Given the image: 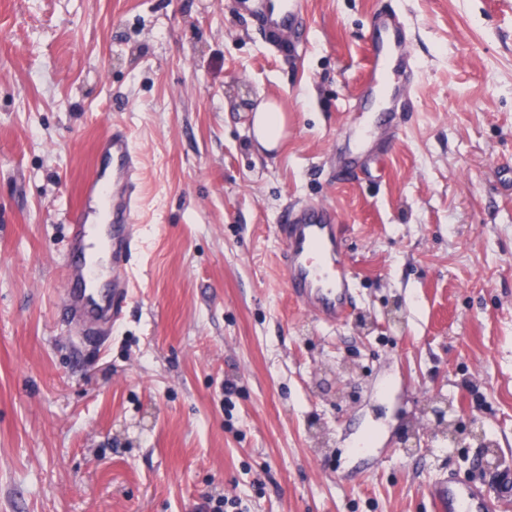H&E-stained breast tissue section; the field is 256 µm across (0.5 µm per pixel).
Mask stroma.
<instances>
[{"mask_svg":"<svg viewBox=\"0 0 512 512\" xmlns=\"http://www.w3.org/2000/svg\"><path fill=\"white\" fill-rule=\"evenodd\" d=\"M288 58L243 0H0V512H434L512 468V0H304ZM419 71L388 155L337 182L375 13ZM279 104L278 150L252 116ZM125 123L144 158L137 288L84 344L63 215ZM332 204L357 276L330 326L288 292L281 213ZM449 408L483 440L445 450Z\"/></svg>","mask_w":512,"mask_h":512,"instance_id":"1","label":"stroma"}]
</instances>
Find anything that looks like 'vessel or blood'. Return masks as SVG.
<instances>
[{
  "instance_id": "obj_1",
  "label": "vessel or blood",
  "mask_w": 512,
  "mask_h": 512,
  "mask_svg": "<svg viewBox=\"0 0 512 512\" xmlns=\"http://www.w3.org/2000/svg\"><path fill=\"white\" fill-rule=\"evenodd\" d=\"M251 17L270 45L289 33V50L307 41L304 0H251ZM411 26L404 15H377L365 93L405 102L416 68L408 43ZM372 133L358 131L351 161L336 178L350 179L360 169ZM100 157L81 185L78 205L68 210V234L59 254L65 285L62 317L81 334L100 335L123 317L135 286L130 274L142 245L140 158L127 126L108 128L95 146ZM286 247L281 261L291 294L328 325L342 321L354 302L355 277L343 249L344 226L330 206L307 202L285 210L276 226ZM428 493L435 512H512V471H500L488 484L454 477L434 480Z\"/></svg>"
}]
</instances>
